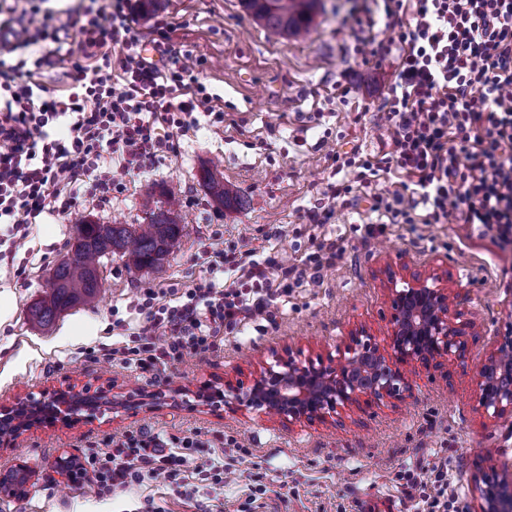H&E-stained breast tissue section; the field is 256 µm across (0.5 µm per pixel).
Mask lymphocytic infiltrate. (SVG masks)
Masks as SVG:
<instances>
[{
  "instance_id": "1",
  "label": "lymphocytic infiltrate",
  "mask_w": 512,
  "mask_h": 512,
  "mask_svg": "<svg viewBox=\"0 0 512 512\" xmlns=\"http://www.w3.org/2000/svg\"><path fill=\"white\" fill-rule=\"evenodd\" d=\"M382 3L385 17L410 15L397 32L400 62L384 103L392 127L388 149L332 154L349 177L328 185L329 204L310 212V223H328L354 189L399 172L413 180L412 193L388 190L375 198V211L390 223H413L416 195L427 208L426 223L478 224L497 245L512 247V0ZM66 27L61 14L34 8L0 20L6 36L0 49L39 46ZM110 34L125 53L118 76L105 49ZM76 35L83 56L71 66L70 93L60 98L43 97L39 83L0 59V224L15 251L43 213L69 216L79 196L104 198L160 154L177 155L172 130L193 128L203 116L215 125L224 121L223 108L191 78L186 62L174 59L163 73L139 53L140 31L123 0H90ZM341 254L336 243H320L300 269L271 255L247 261L213 251L210 277L187 289L182 303L164 304L160 288L140 290L143 320L112 359L155 376L186 355L216 353L225 328L275 323L288 279L318 284L322 266ZM227 266L243 269L244 279L217 282L215 273ZM206 443L198 429L165 440L142 431L112 440L110 452L89 453L85 467L101 497L145 481L170 485L187 462L185 450Z\"/></svg>"
}]
</instances>
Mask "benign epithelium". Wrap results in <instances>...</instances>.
<instances>
[{
    "instance_id": "obj_1",
    "label": "benign epithelium",
    "mask_w": 512,
    "mask_h": 512,
    "mask_svg": "<svg viewBox=\"0 0 512 512\" xmlns=\"http://www.w3.org/2000/svg\"><path fill=\"white\" fill-rule=\"evenodd\" d=\"M406 267L389 264L384 270L393 313L389 321L390 352L380 350L367 328L359 325L349 332L338 356L301 361L293 355L275 364L263 363L252 382L226 380L198 392V399L216 398L233 410L271 414L290 424L327 423L341 411L359 405L361 395L376 401L399 399L409 389L406 367L418 364L440 367L465 358L468 336L474 325L451 304L448 274H405ZM478 404L487 417H512V328L493 337L490 353L476 375ZM83 399L75 387L54 388L43 399L31 403L21 398L0 406V427H9L21 412H38L46 405L69 404ZM168 405L165 392H142L135 403L112 396V406L160 410ZM30 479L23 464L0 473V493L19 491L17 479ZM476 502L474 512H512V466L480 467L471 478Z\"/></svg>"
}]
</instances>
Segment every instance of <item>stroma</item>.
Returning a JSON list of instances; mask_svg holds the SVG:
<instances>
[{
	"label": "stroma",
	"instance_id": "1",
	"mask_svg": "<svg viewBox=\"0 0 512 512\" xmlns=\"http://www.w3.org/2000/svg\"><path fill=\"white\" fill-rule=\"evenodd\" d=\"M142 44L167 36L172 49L191 57L193 76L219 95L222 128L201 124L176 132L178 153L125 177V189L109 200H83L73 216L53 213L32 225L23 249L0 260V294L11 310L0 318V405L40 397L70 385L95 397L100 388L136 396L142 390L180 388L175 403L160 411L127 412L102 404L93 420L22 431L0 437V471L24 463L33 477L23 492L0 495V512H196L173 486L145 482L102 500L90 475L78 482L61 477L59 461L83 463L106 439L146 430L183 436L208 431L213 458L232 471L229 483L199 485L198 505L212 512H360L370 498L394 501L401 512H428L420 480L446 466L457 512H473L471 475L479 466L512 462V420L494 422L480 409L475 375L495 333L512 325V250L502 249L476 226L448 221L426 224L424 206L414 223L388 224L372 209L379 189H397L395 174L384 186L358 189L349 207L330 223L313 224L308 211L326 204L334 179L329 150L374 155L388 143L383 103L399 61L397 24L377 25L372 35L388 54H370L358 40L364 0H321L309 35L274 39L244 0H138ZM79 54L74 33L16 58L45 56L35 76L45 96L57 95ZM221 163L225 187L236 204L216 203L202 179L211 160ZM170 208L185 224L178 252L158 268L138 272L112 255L103 258L104 295L92 307L61 315L51 329L36 328L28 308L39 300L57 264L67 259L75 219L101 224H144L155 205ZM370 224L384 231L367 236ZM336 242L342 257L320 272V286L289 288L278 300L274 324L225 332L224 348L189 357L153 379L123 370L87 347L118 342L115 321L139 324V289L168 288L181 295L208 269L213 249L256 250L297 265L323 241ZM428 272L439 266L457 286L453 302L474 324L464 360L440 368L411 366L410 392L403 399L361 396L358 407L326 424L291 425L277 417L233 411L223 402H201L196 394L219 379L249 380L260 363L289 351L315 358L335 354L356 325L367 327L387 347L391 315L383 286L387 264ZM245 439L247 451L225 445Z\"/></svg>",
	"mask_w": 512,
	"mask_h": 512
}]
</instances>
